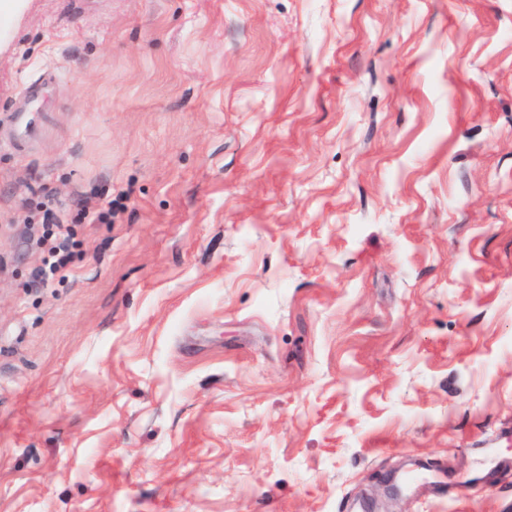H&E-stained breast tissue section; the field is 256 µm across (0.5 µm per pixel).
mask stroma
Wrapping results in <instances>:
<instances>
[{"label": "stroma", "instance_id": "1", "mask_svg": "<svg viewBox=\"0 0 512 512\" xmlns=\"http://www.w3.org/2000/svg\"><path fill=\"white\" fill-rule=\"evenodd\" d=\"M353 501L512 512V0H29L0 512ZM68 237L69 234L67 237H63V242L52 252V260L47 261L41 269L40 276L43 284L49 283V281L53 280L56 276H60V279L65 277L63 272L67 266L71 246Z\"/></svg>", "mask_w": 512, "mask_h": 512}]
</instances>
